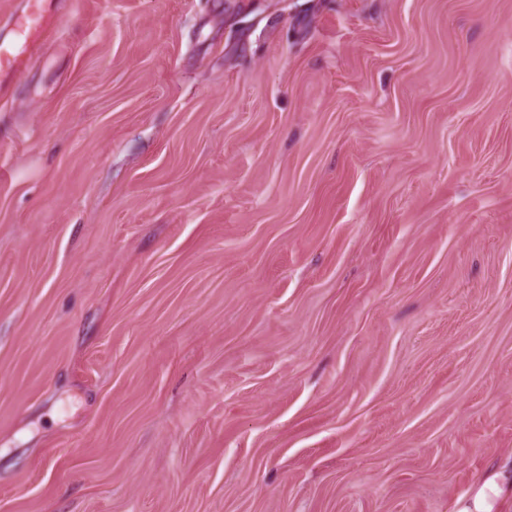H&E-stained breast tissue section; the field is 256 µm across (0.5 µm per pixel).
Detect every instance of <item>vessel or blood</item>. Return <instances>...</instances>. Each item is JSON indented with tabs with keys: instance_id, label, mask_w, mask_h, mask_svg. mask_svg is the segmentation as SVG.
<instances>
[{
	"instance_id": "1",
	"label": "vessel or blood",
	"mask_w": 512,
	"mask_h": 512,
	"mask_svg": "<svg viewBox=\"0 0 512 512\" xmlns=\"http://www.w3.org/2000/svg\"><path fill=\"white\" fill-rule=\"evenodd\" d=\"M60 18L59 0H21L0 38V96L23 75L34 60L44 33Z\"/></svg>"
}]
</instances>
